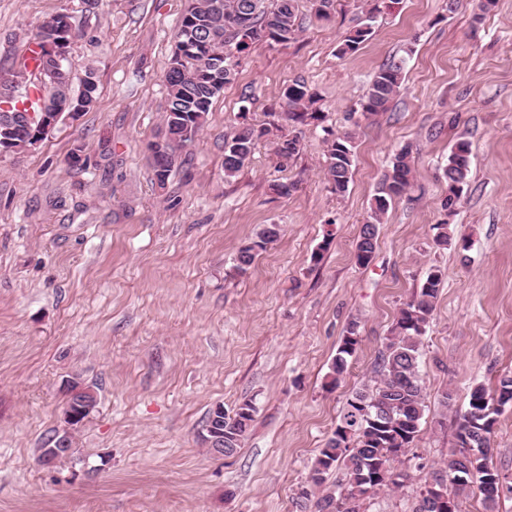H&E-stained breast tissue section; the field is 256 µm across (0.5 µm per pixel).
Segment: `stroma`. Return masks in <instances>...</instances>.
<instances>
[{"label": "stroma", "mask_w": 512, "mask_h": 512, "mask_svg": "<svg viewBox=\"0 0 512 512\" xmlns=\"http://www.w3.org/2000/svg\"><path fill=\"white\" fill-rule=\"evenodd\" d=\"M186 0H0V63L25 54L42 21L69 15L72 88L97 82L93 109L59 122L37 145L0 154V512H298L312 463L348 398L369 384L402 304L431 268L444 270L422 338L427 411L404 490L360 512H412L427 472L453 442L440 423L450 394L512 375V0H399L371 39L338 56L366 0H334L288 44L257 42L210 108L166 186L147 145L162 130L165 73ZM404 59L387 111L359 114L372 76ZM302 80L320 97L288 160L259 141L237 177L224 143L242 122H274L280 95ZM354 132L346 194L327 177L326 142ZM470 144L464 195L444 216V169ZM411 146L413 189L379 226L374 257L354 260L360 227L394 154ZM84 162L68 163L72 151ZM277 182H294L290 196ZM453 239L434 246V224ZM266 224L280 236L247 274L239 248ZM360 342L338 387L327 375L350 320ZM97 406L73 451L39 461L60 427L71 375ZM256 406L240 448L202 443L208 412Z\"/></svg>", "instance_id": "obj_1"}]
</instances>
